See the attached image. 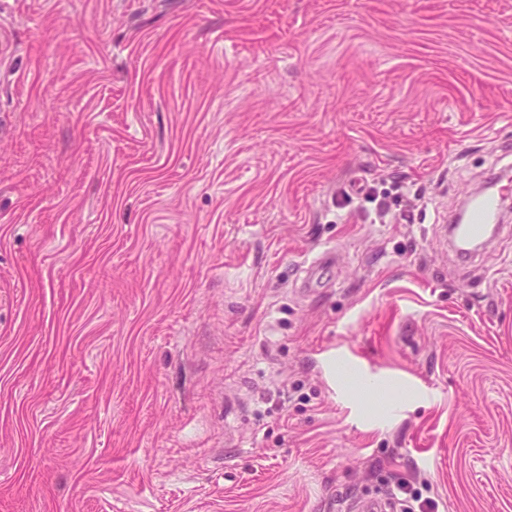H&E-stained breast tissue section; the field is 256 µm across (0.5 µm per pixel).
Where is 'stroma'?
Masks as SVG:
<instances>
[{"label": "stroma", "instance_id": "stroma-1", "mask_svg": "<svg viewBox=\"0 0 512 512\" xmlns=\"http://www.w3.org/2000/svg\"><path fill=\"white\" fill-rule=\"evenodd\" d=\"M509 164L512 0H0V512H512ZM497 195H489L477 200L471 208L465 224H456L455 216L448 219V245L455 253L464 259L475 257L486 248L498 235L501 224H493L498 213ZM474 246L466 250L461 242Z\"/></svg>", "mask_w": 512, "mask_h": 512}]
</instances>
